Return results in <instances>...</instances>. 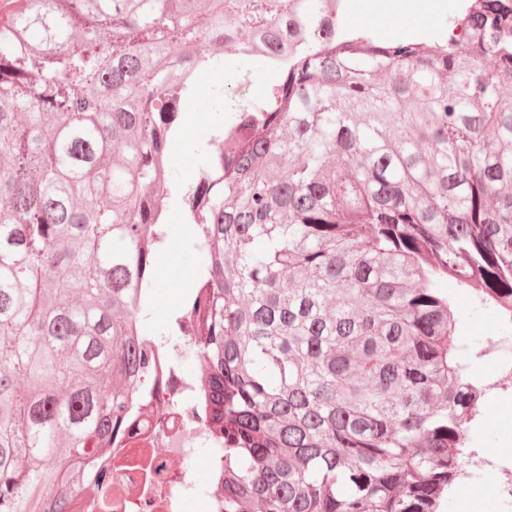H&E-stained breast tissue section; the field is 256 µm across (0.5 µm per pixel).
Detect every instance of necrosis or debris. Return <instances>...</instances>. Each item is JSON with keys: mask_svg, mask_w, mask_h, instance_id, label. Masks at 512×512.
I'll list each match as a JSON object with an SVG mask.
<instances>
[{"mask_svg": "<svg viewBox=\"0 0 512 512\" xmlns=\"http://www.w3.org/2000/svg\"><path fill=\"white\" fill-rule=\"evenodd\" d=\"M196 327L184 325L177 341H164L150 391H136V413L125 447L112 451V484L102 493L75 488L76 512H184L189 499L215 508L212 484L197 483L191 461L215 439L200 376L180 363L195 355Z\"/></svg>", "mask_w": 512, "mask_h": 512, "instance_id": "1", "label": "necrosis or debris"}]
</instances>
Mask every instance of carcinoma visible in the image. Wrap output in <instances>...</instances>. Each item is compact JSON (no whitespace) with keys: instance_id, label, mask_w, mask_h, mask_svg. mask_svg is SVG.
<instances>
[{"instance_id":"carcinoma-1","label":"carcinoma","mask_w":512,"mask_h":512,"mask_svg":"<svg viewBox=\"0 0 512 512\" xmlns=\"http://www.w3.org/2000/svg\"><path fill=\"white\" fill-rule=\"evenodd\" d=\"M335 0H0V512L98 490L191 224L222 512H438L512 332V0L472 41L336 33ZM280 77L181 187L168 143L241 39ZM181 48L172 56V47ZM490 54L496 67L484 69ZM450 76L444 82L442 75ZM503 336L463 331L474 310ZM165 244L154 269L156 288L152 295V318L145 324L150 335L167 334L172 317L181 310L184 301L196 286L197 258L190 241L184 240L190 233L189 224H184L183 212L170 209ZM179 238L181 240H173ZM497 365L494 364V354L485 356L472 366L473 373L483 379H494L495 371L498 376L497 383L503 386L502 378L512 375V342L504 343L497 352Z\"/></svg>"}]
</instances>
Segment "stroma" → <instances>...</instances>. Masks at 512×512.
Returning a JSON list of instances; mask_svg holds the SVG:
<instances>
[{
    "instance_id": "obj_1",
    "label": "stroma",
    "mask_w": 512,
    "mask_h": 512,
    "mask_svg": "<svg viewBox=\"0 0 512 512\" xmlns=\"http://www.w3.org/2000/svg\"><path fill=\"white\" fill-rule=\"evenodd\" d=\"M463 6V0H432L430 11L415 10L401 24L383 29L382 37L398 38L409 33H421L428 39H446L451 17ZM277 73L259 60L237 65L218 73L203 69L197 73V91L184 104L192 134L190 138L175 137L168 145L173 160V177L185 183L202 166L207 152L213 151L211 138L217 127L215 109L231 111L241 100H258ZM197 258L189 241L166 240L154 269L156 288L152 295V318L145 325L151 335L166 333L172 317L181 310L185 299L196 286ZM485 416L472 425L470 446L478 457L512 460V385L494 390ZM480 480L455 488L452 512H464L467 499L479 501L481 512H506L498 497L495 475L483 469Z\"/></svg>"
}]
</instances>
